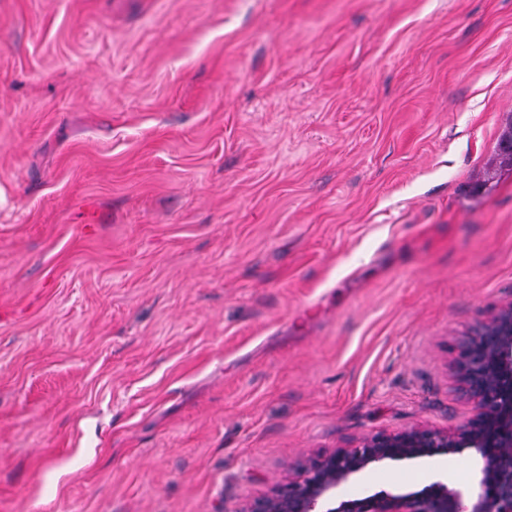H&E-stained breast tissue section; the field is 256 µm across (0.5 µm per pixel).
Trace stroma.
<instances>
[{"label":"stroma","instance_id":"35a3bbf8","mask_svg":"<svg viewBox=\"0 0 512 512\" xmlns=\"http://www.w3.org/2000/svg\"><path fill=\"white\" fill-rule=\"evenodd\" d=\"M510 125L512 0H0V512H241L467 422Z\"/></svg>","mask_w":512,"mask_h":512}]
</instances>
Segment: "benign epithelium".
Returning a JSON list of instances; mask_svg holds the SVG:
<instances>
[{
    "label": "benign epithelium",
    "instance_id": "1",
    "mask_svg": "<svg viewBox=\"0 0 512 512\" xmlns=\"http://www.w3.org/2000/svg\"><path fill=\"white\" fill-rule=\"evenodd\" d=\"M458 390L475 414L455 431L416 427L364 437L308 460L271 494L241 512H512V302L465 332L455 361ZM470 450L480 462L467 493L442 481L409 493L378 492L333 505L336 494L366 471L392 461Z\"/></svg>",
    "mask_w": 512,
    "mask_h": 512
}]
</instances>
